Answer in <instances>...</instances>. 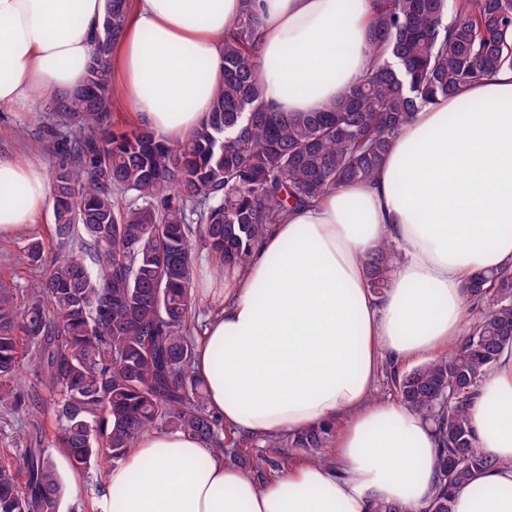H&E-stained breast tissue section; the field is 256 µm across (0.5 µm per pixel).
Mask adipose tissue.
<instances>
[{"label":"adipose tissue","mask_w":512,"mask_h":512,"mask_svg":"<svg viewBox=\"0 0 512 512\" xmlns=\"http://www.w3.org/2000/svg\"><path fill=\"white\" fill-rule=\"evenodd\" d=\"M265 97L315 112L369 63L372 0H262ZM241 0H135L111 60L134 120L170 143L189 137L224 77V33ZM106 0H0V105L25 109L87 76ZM473 103L464 112L461 102ZM50 197L43 168L0 156V237L28 230ZM401 260L390 286L367 285L381 241ZM512 266V70L416 113L374 181L293 209L228 266L194 347L207 408L233 437L267 440L333 425L326 460H298L259 480L200 438L141 435L108 473L115 512H424L435 494L431 426L373 391L384 358L445 355L462 332L464 286ZM495 468L458 492L453 512H512V346L469 408Z\"/></svg>","instance_id":"1"}]
</instances>
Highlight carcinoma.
Instances as JSON below:
<instances>
[{"label": "carcinoma", "instance_id": "obj_1", "mask_svg": "<svg viewBox=\"0 0 512 512\" xmlns=\"http://www.w3.org/2000/svg\"><path fill=\"white\" fill-rule=\"evenodd\" d=\"M241 2L224 38V79L185 142L114 119L111 57L127 0H107L89 92L53 96L49 136L64 157L51 194L63 256L49 262L40 241L27 244L43 275L21 309L0 283V402L51 409L57 428L48 444L63 449L74 471L102 456L123 461L149 430L187 432L222 452L237 444L207 410L192 368L194 238L221 265H245L293 208L372 181L415 113L512 70V0H375L363 78L320 112H277L264 96L262 18L255 0ZM399 259L390 241L368 256L375 293ZM465 294L478 315L448 355L408 370L386 363L400 402L435 424L437 494L428 512H452L455 494L497 465L477 447L468 410L512 343V268L476 275ZM26 366L47 396L7 387ZM332 431L322 425L277 444L323 460ZM285 460L259 457L251 468L263 478ZM63 497L44 444L0 461V512H60Z\"/></svg>", "mask_w": 512, "mask_h": 512}]
</instances>
